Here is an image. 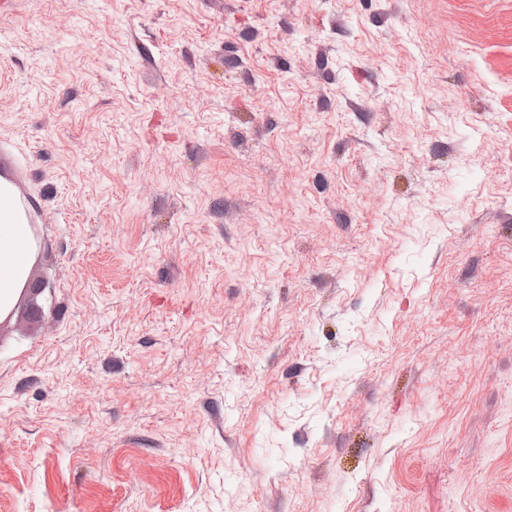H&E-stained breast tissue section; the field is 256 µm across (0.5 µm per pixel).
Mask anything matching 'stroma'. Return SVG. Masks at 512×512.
<instances>
[{
  "label": "stroma",
  "instance_id": "35a3bbf8",
  "mask_svg": "<svg viewBox=\"0 0 512 512\" xmlns=\"http://www.w3.org/2000/svg\"><path fill=\"white\" fill-rule=\"evenodd\" d=\"M0 512H512V0H17ZM13 193L0 194V318L8 315L16 305L21 291L26 287L31 266L37 252V243L31 233L32 207L15 180L1 175ZM0 180L2 182V179Z\"/></svg>",
  "mask_w": 512,
  "mask_h": 512
}]
</instances>
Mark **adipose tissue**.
Listing matches in <instances>:
<instances>
[{"label":"adipose tissue","mask_w":512,"mask_h":512,"mask_svg":"<svg viewBox=\"0 0 512 512\" xmlns=\"http://www.w3.org/2000/svg\"><path fill=\"white\" fill-rule=\"evenodd\" d=\"M12 196L0 194V318L8 315L26 287L37 243L29 225L17 223Z\"/></svg>","instance_id":"adipose-tissue-1"}]
</instances>
